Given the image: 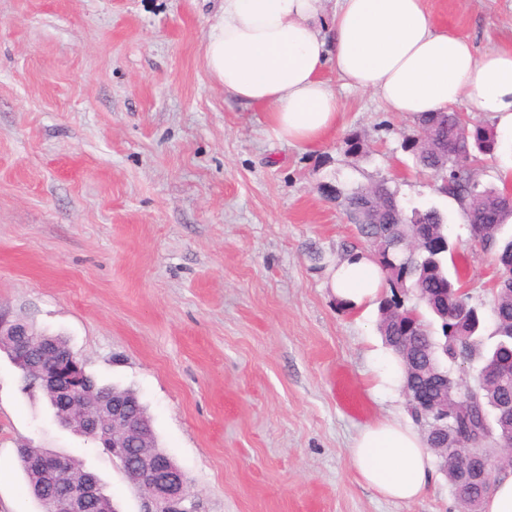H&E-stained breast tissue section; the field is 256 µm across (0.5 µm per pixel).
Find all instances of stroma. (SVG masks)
<instances>
[{
  "label": "stroma",
  "mask_w": 512,
  "mask_h": 512,
  "mask_svg": "<svg viewBox=\"0 0 512 512\" xmlns=\"http://www.w3.org/2000/svg\"><path fill=\"white\" fill-rule=\"evenodd\" d=\"M220 0H0V307L62 336L100 382L137 392L196 512H462L442 471L403 503L357 481L350 448L377 420L411 422L372 391L377 306L340 307L328 272L368 250L322 193L383 181L437 207L472 304L496 268L460 202L403 150L412 117L333 87L343 112L313 151L225 95L205 65ZM477 51L512 44V0H426ZM500 147L477 179L512 170ZM357 134L362 153H347ZM82 461L118 512L148 500L98 444L61 429L0 352V512H40L19 446Z\"/></svg>",
  "instance_id": "stroma-1"
}]
</instances>
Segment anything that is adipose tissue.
Here are the masks:
<instances>
[{
  "label": "adipose tissue",
  "mask_w": 512,
  "mask_h": 512,
  "mask_svg": "<svg viewBox=\"0 0 512 512\" xmlns=\"http://www.w3.org/2000/svg\"><path fill=\"white\" fill-rule=\"evenodd\" d=\"M205 64L225 94L262 108L277 137L318 145L342 112L324 71L370 92L388 111L443 112L460 102L512 126V45L476 54L439 29L424 0H222L205 44ZM339 301L358 308L381 293L380 268L365 259L331 273ZM356 478L380 496L412 502L432 480L431 453L411 427L366 425L351 448Z\"/></svg>",
  "instance_id": "obj_1"
}]
</instances>
